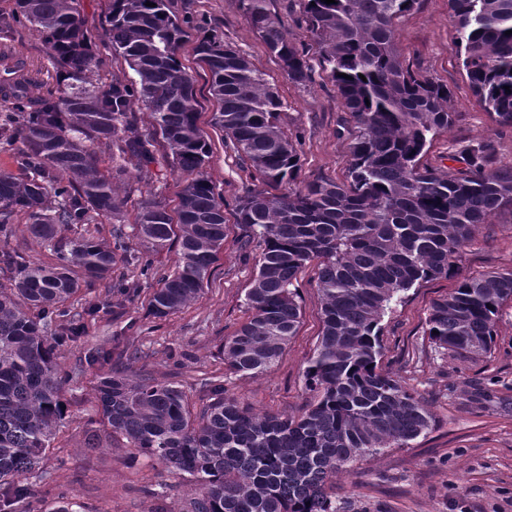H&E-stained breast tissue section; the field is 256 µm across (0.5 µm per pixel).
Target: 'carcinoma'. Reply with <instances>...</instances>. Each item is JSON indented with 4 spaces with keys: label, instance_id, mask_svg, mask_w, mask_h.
Listing matches in <instances>:
<instances>
[{
    "label": "carcinoma",
    "instance_id": "obj_1",
    "mask_svg": "<svg viewBox=\"0 0 512 512\" xmlns=\"http://www.w3.org/2000/svg\"><path fill=\"white\" fill-rule=\"evenodd\" d=\"M152 6H146V3ZM420 0H301L321 71L336 85L356 131L346 180H299V141L282 128L285 103L263 73L230 42L202 34L197 61L217 103L213 125L258 176L236 199L241 249L254 255L248 320L224 337V364L257 376L280 358L301 312L298 275L318 268L322 332L303 369L312 400L290 415L261 414L226 395L220 377L201 379L208 397L146 374L102 373L96 398L111 432L90 448L125 447L190 475L196 497L186 512H336V475L383 448H402L432 427L428 402L379 368L382 319L411 288L452 271L474 227L512 210V165L486 169L488 148L462 150L466 167L438 172L421 164L434 136L448 129V85L405 64L396 22ZM462 67L485 110L512 125V0H448ZM244 14L288 79L312 82L309 53L288 35L270 0H241ZM105 48L121 74L101 68L79 0H15L0 12V35L16 26L48 47L56 88L39 92L41 71L14 60L0 43V146L16 151L19 173H0V233L24 222L54 242L60 264L4 254L12 291H0V512H19L31 495L21 478L39 469L66 416L59 348L81 336L60 324L82 285L107 281L127 245L99 243L90 226L121 221L128 197L117 189L128 167L143 170L160 151L187 175L174 212L142 199L134 216L143 253L178 247L149 308L166 317L195 300L224 251V195L203 173L210 145L199 127L193 78L179 57L189 29L170 0H112ZM149 112L140 131L133 105ZM113 166L102 169L99 154ZM84 225L75 239L57 237ZM512 306V269L466 277L435 300L424 335L464 359L492 352L497 323ZM88 367L112 364L95 348Z\"/></svg>",
    "mask_w": 512,
    "mask_h": 512
}]
</instances>
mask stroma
Here are the masks:
<instances>
[{"mask_svg":"<svg viewBox=\"0 0 512 512\" xmlns=\"http://www.w3.org/2000/svg\"><path fill=\"white\" fill-rule=\"evenodd\" d=\"M181 16L204 18L240 49L263 73L286 105L283 129L301 135L302 180L319 176L343 181L350 161L353 122L344 112L336 86L316 74L312 84L288 80L278 60L247 21L239 0H172ZM455 22L448 0H420L397 25L399 45L414 70L447 84L448 107L455 121L439 134L423 165L456 168L454 153L468 145L487 143L488 163L496 169L512 165V127L496 124L474 95L462 68L463 53L454 40ZM181 48L199 101L198 123L209 137L212 153L205 173L224 194L228 237L209 284L199 297L174 314L155 318L147 309L157 282L139 276V249L131 221H103L97 238L114 244L123 237L127 260L112 275L113 289L82 288L71 300V313L85 317L86 331L62 347L59 362L72 371L89 349L107 345L113 356L139 351V368L159 381L177 383L192 404L203 397L202 378L223 374L227 394L256 412L290 414L308 394L302 368L322 331L317 268L299 276L302 315L295 336L279 361L256 377L226 372L220 353L225 336L244 323L249 312L245 294L254 275L253 261L243 258L236 224L235 200L251 178L223 134L212 125L216 106L209 94V74L193 51ZM150 177L132 175L129 208L153 197L176 207L184 179L165 163L150 165ZM512 268V212L502 211L478 225L457 261V273L411 289L383 320V370L400 376L432 404L436 422L404 448H385L355 463L336 479L340 512H512V307L500 319L490 356L474 361L453 358L430 346L424 334L431 304L448 294L461 276ZM97 375L88 370L63 390L67 407L60 432L43 457L40 469L28 476L30 512H44L49 503L67 498L79 512H183L192 496L187 476L136 449L115 444L89 448L88 431L106 433L97 412Z\"/></svg>","mask_w":512,"mask_h":512,"instance_id":"stroma-1","label":"stroma"}]
</instances>
